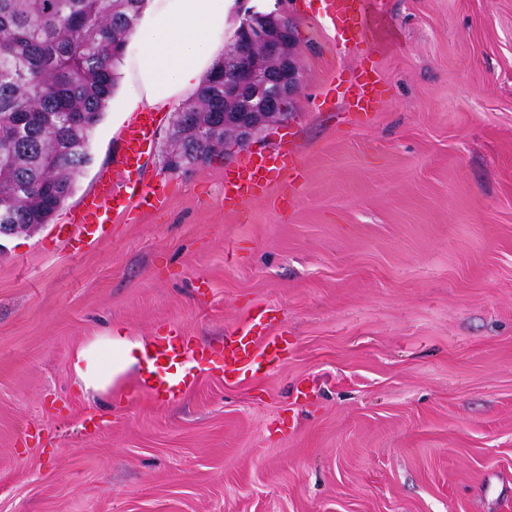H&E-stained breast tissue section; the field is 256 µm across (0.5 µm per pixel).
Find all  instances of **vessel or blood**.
Returning <instances> with one entry per match:
<instances>
[{"mask_svg": "<svg viewBox=\"0 0 512 512\" xmlns=\"http://www.w3.org/2000/svg\"><path fill=\"white\" fill-rule=\"evenodd\" d=\"M326 16L339 40L348 42L357 38L372 23L374 0H325ZM375 79L367 73L356 79L352 105L360 111L372 110L376 103ZM157 128V116L151 109L145 108L136 114L123 131V150L116 161L118 168L125 174L123 190H115L111 172H102L97 190L88 196L72 221L88 228H99L111 223L114 217L125 213L132 201L144 200L148 192L140 177L141 160L151 145ZM271 160L263 155L248 157L236 175L224 178V205L228 208L260 197L270 172ZM256 339L238 338L224 346V377L233 379L241 372L249 370L256 359ZM184 346L177 343L175 337H159L146 359L152 363H176L187 358ZM151 394L158 399L167 396L185 386L182 378L168 379L158 372L147 371L143 374Z\"/></svg>", "mask_w": 512, "mask_h": 512, "instance_id": "b4317fda", "label": "vessel or blood"}]
</instances>
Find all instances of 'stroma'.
<instances>
[{
	"label": "stroma",
	"instance_id": "35a3bbf8",
	"mask_svg": "<svg viewBox=\"0 0 512 512\" xmlns=\"http://www.w3.org/2000/svg\"><path fill=\"white\" fill-rule=\"evenodd\" d=\"M285 6L288 125L172 173L161 113L141 178L164 204L70 249L131 118L119 81L63 210L0 238V512H512V0H376L349 48L325 0ZM285 148L225 209V175ZM256 317L280 358L225 380ZM113 328L205 356L165 400L137 372L84 394L73 358ZM375 85L376 79H374L368 72L361 74L354 84L353 100L351 105L358 111L367 112L372 110L377 103Z\"/></svg>",
	"mask_w": 512,
	"mask_h": 512
}]
</instances>
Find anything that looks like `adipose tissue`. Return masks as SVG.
<instances>
[{
	"instance_id": "ef3b65f1",
	"label": "adipose tissue",
	"mask_w": 512,
	"mask_h": 512,
	"mask_svg": "<svg viewBox=\"0 0 512 512\" xmlns=\"http://www.w3.org/2000/svg\"><path fill=\"white\" fill-rule=\"evenodd\" d=\"M236 0H147L132 41L128 110L170 109L193 97L224 53V37L235 23ZM143 341L114 329L81 347L73 368L80 391L110 392L141 365Z\"/></svg>"
}]
</instances>
